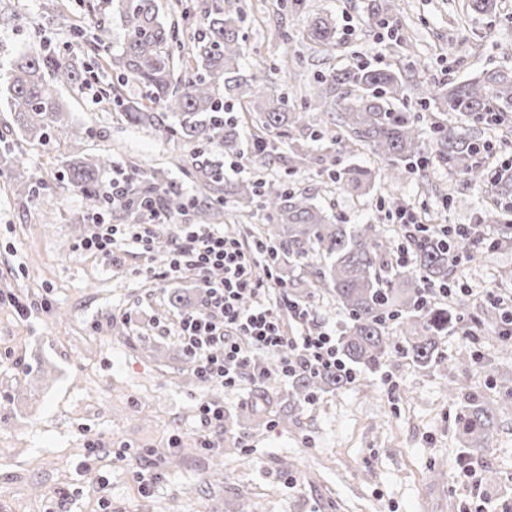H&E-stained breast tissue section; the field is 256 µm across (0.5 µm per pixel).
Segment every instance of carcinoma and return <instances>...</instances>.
Instances as JSON below:
<instances>
[{
	"label": "carcinoma",
	"instance_id": "carcinoma-1",
	"mask_svg": "<svg viewBox=\"0 0 512 512\" xmlns=\"http://www.w3.org/2000/svg\"><path fill=\"white\" fill-rule=\"evenodd\" d=\"M124 31L123 43L115 54L101 56L102 67L118 73L117 83L101 89V97L122 113L134 127L151 130L169 140L187 139L198 144L193 183L201 198H192L199 212L210 221H223L224 195L233 197L244 210L259 202L268 223L247 227L250 241L261 244L264 264L273 275L286 277V266L308 261L306 278L292 293L298 300L310 299L325 288L347 315V324L338 337V357L352 370L373 368L381 360L402 356L428 366L438 359V338L448 330L471 334L463 307L443 302L430 293L433 285L448 281L449 265L470 255L469 235H444L431 227L409 238L405 245L416 255L417 273L405 276L394 264L397 253L391 242L382 241L376 224L351 227L340 224L310 198L293 192L280 180L238 181L228 184L224 169L206 151H232L238 143V120L225 103L231 99L256 114L257 133L253 140L271 155L278 146L271 136L308 127L307 114L322 115L323 131L341 148L353 152L367 148L387 166L388 181L396 184L406 174L423 170L432 162L481 182L490 178L494 221L500 211H512V171L500 166L490 172L476 163L484 149L480 140L459 134L454 127L434 124L431 146L425 147L419 118L393 108V102L407 96L414 76L389 68L336 69L318 80L319 92L296 107L288 97L268 91L271 68L260 61L249 76L240 72L244 47L239 40L241 8L226 9L229 0H203L189 5L180 0L181 11L174 20L161 15L158 0H113ZM466 10L475 15H494L498 0H468ZM51 20H64L72 39L85 41L101 51L102 39L88 38L79 20L65 15L62 6ZM194 29L190 52L182 40L187 28ZM302 38L311 48L336 44V22L316 16ZM95 77L92 67L78 66L67 52L48 54L40 50L21 53L7 66L0 64V98L13 112L14 122L28 142L51 135L68 142L74 132L64 117L60 96L63 87L80 88ZM135 83L147 90L148 101L132 100L121 88ZM428 98L439 112H458L488 127L509 124L512 112V70L486 69L477 76L453 84L422 80ZM0 178L15 180L23 166L24 153L9 142L0 147ZM336 161L314 153L295 140L288 144V173L318 167L343 186L365 192L373 183L370 169L359 165L333 169ZM69 183L82 194L92 210L115 211L122 215H142L154 208L176 215L187 207L185 198L172 186L161 183L154 168L135 164L128 177L130 189L112 197L111 184L104 174L109 159L90 160L76 154L64 162ZM398 326L392 335L390 322ZM353 383L344 374L323 372L293 380L288 403L309 400L326 388L342 389ZM459 423L467 454L486 447L496 428L494 408L470 399Z\"/></svg>",
	"mask_w": 512,
	"mask_h": 512
}]
</instances>
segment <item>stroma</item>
<instances>
[{
    "label": "stroma",
    "mask_w": 512,
    "mask_h": 512,
    "mask_svg": "<svg viewBox=\"0 0 512 512\" xmlns=\"http://www.w3.org/2000/svg\"><path fill=\"white\" fill-rule=\"evenodd\" d=\"M50 0H0V61L37 46L82 56L67 27L49 23ZM399 26L411 45L399 44L370 16L371 0H305L302 10L279 0H238L246 38L243 74L255 58L281 61L279 30H287L298 61L293 77L276 76L274 87L301 104L318 89L319 75L337 67L416 66L420 75L460 81L485 69L512 68V0H499L492 18L468 15L465 0H394ZM328 13L336 21L334 48L315 51L301 41L307 20ZM62 100L89 157L110 155L113 165L156 168L183 196L195 188L189 173L196 147L128 125L120 112L94 103L87 89H66ZM422 129L449 122L493 144L512 158V132L489 131L455 112L420 111ZM317 124L298 132L316 153L334 156L337 167L358 164L375 174L369 193L358 194L324 173L289 174L279 159L254 153L211 152L233 180L289 179L342 224L379 225L386 239L400 232L388 213L389 196L400 198L420 220L475 227L494 239L498 225L485 220L489 183H472L433 164L396 185L369 150L346 153ZM22 144V143H21ZM20 177L34 194L0 178V512H506L512 508V405L499 408L512 391V358L503 355L500 328L480 322V306L512 274V244L459 261L448 286L464 300L474 338L451 332L438 340L442 361L424 368L410 359H385L376 371L361 370L353 384L321 392L314 403L288 405L287 383L270 376L261 389L227 393L203 385L173 338L155 323L174 318L169 296L179 292L198 304L196 280H148L145 263L164 264L162 252L144 257L123 252L112 264L82 252L79 244L96 220L80 192L63 176L55 141L23 143ZM451 196L444 205L443 196ZM52 212L44 223V212ZM31 303L20 319L9 297ZM138 310V328L122 327V314ZM456 395H449V388ZM497 406V426L487 448L464 451L458 415L469 394ZM224 406V431L215 449L202 450L196 434L198 399ZM249 445H238L239 436ZM105 441L90 452L89 437ZM177 444H170V437ZM129 447L125 462L113 451ZM158 473L155 488L141 493L138 466ZM496 471L493 486H475L463 467Z\"/></svg>",
    "instance_id": "35a3bbf8"
}]
</instances>
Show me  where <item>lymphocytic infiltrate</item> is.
Masks as SVG:
<instances>
[{"instance_id": "f902f5d3", "label": "lymphocytic infiltrate", "mask_w": 512, "mask_h": 512, "mask_svg": "<svg viewBox=\"0 0 512 512\" xmlns=\"http://www.w3.org/2000/svg\"><path fill=\"white\" fill-rule=\"evenodd\" d=\"M164 217L150 212L138 224L98 223L84 238L83 251L117 261L123 245L150 255L154 228ZM149 279L194 277L202 289L199 305L161 328L175 338L197 378L231 393L261 382L268 370L258 353L277 354L285 382L313 371L333 373L345 365L336 356V338L316 328L308 305L293 301L286 286L262 270L256 247L234 233L205 224H183L161 267L141 268Z\"/></svg>"}]
</instances>
